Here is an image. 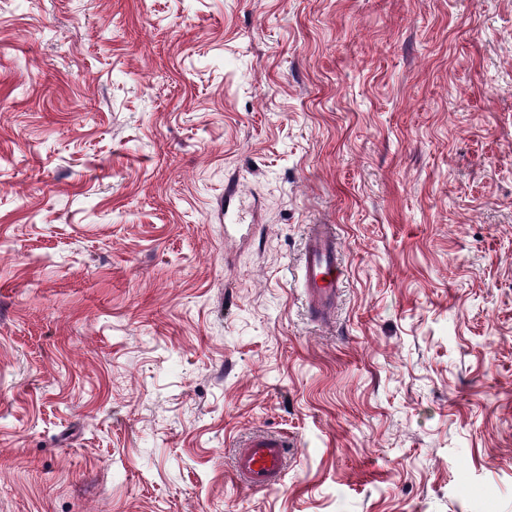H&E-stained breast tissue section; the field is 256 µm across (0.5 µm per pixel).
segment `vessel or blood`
I'll return each instance as SVG.
<instances>
[{
	"label": "vessel or blood",
	"mask_w": 512,
	"mask_h": 512,
	"mask_svg": "<svg viewBox=\"0 0 512 512\" xmlns=\"http://www.w3.org/2000/svg\"><path fill=\"white\" fill-rule=\"evenodd\" d=\"M343 276L344 266L333 226L309 225L300 279L313 322L320 323L333 316ZM287 460L288 443L284 437L272 431H257L244 440L234 463V477L252 489H270L281 481Z\"/></svg>",
	"instance_id": "obj_1"
}]
</instances>
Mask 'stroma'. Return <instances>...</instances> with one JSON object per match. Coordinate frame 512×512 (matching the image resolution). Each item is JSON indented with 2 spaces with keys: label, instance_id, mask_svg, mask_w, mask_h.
Here are the masks:
<instances>
[{
  "label": "stroma",
  "instance_id": "stroma-1",
  "mask_svg": "<svg viewBox=\"0 0 512 512\" xmlns=\"http://www.w3.org/2000/svg\"><path fill=\"white\" fill-rule=\"evenodd\" d=\"M4 468L0 512H512V0H0ZM299 270L311 320H329L344 276L338 237L331 224L308 226ZM235 479L254 490L273 488L282 479L288 460V442L272 431H256L241 445Z\"/></svg>",
  "mask_w": 512,
  "mask_h": 512
}]
</instances>
